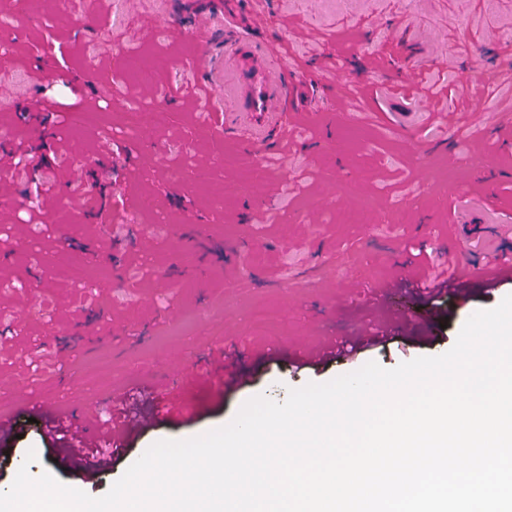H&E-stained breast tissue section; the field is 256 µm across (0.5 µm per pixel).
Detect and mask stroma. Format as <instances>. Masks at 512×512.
<instances>
[{
	"label": "stroma",
	"instance_id": "35a3bbf8",
	"mask_svg": "<svg viewBox=\"0 0 512 512\" xmlns=\"http://www.w3.org/2000/svg\"><path fill=\"white\" fill-rule=\"evenodd\" d=\"M209 7L210 0H67L65 27L52 6L20 16L15 0H0V15L17 16L0 28V87L10 91L0 98V128L18 160L15 176L0 184V376L19 381L8 406L19 437L0 446V487L12 485L32 450L31 476L47 471L102 496L157 441L224 426L257 395L281 402L289 389L370 361L391 369L443 354L472 314L512 294L511 284L467 305L439 299L446 326L424 344L375 346L316 372L284 358L296 345L313 350L360 328L370 336L381 330L382 285L445 278L485 254L512 262V180L501 178L512 169V39L504 36L512 0H350L343 9L328 0H229L214 45L232 29L274 63L314 77L299 92L303 116L289 120L286 141L256 153L205 121L186 68L202 45L165 34ZM52 40L68 46L57 63L41 55ZM130 56L166 63L143 82L127 73ZM33 70L45 84L67 78L97 112L155 105L163 119L129 141L106 139L96 126L77 134L62 124L38 129L29 118L41 109ZM101 85L110 98L97 97ZM476 103L489 114L470 129L462 117ZM396 112L413 113L427 143L392 128ZM43 146L84 185L82 208L71 207L53 169L40 174L56 185L53 209L21 193L32 175L23 160ZM246 168L252 178L244 187ZM461 183L467 193L453 196ZM356 199L368 203L360 222L338 223ZM190 210L210 242L192 266L180 229ZM29 241L50 253L66 247L74 261L95 245L92 274L110 289L83 291L56 265L34 264ZM452 241L453 263L445 251ZM259 304L277 312L278 335L252 329ZM191 310L203 319L187 320ZM103 357L122 367L120 383L86 388L81 366ZM231 375L242 385L227 388ZM121 396L133 415L150 413L160 396L185 416L129 443L95 482L77 465L47 464L50 445L29 420L31 401L50 400L56 420L85 418L98 431Z\"/></svg>",
	"mask_w": 512,
	"mask_h": 512
}]
</instances>
